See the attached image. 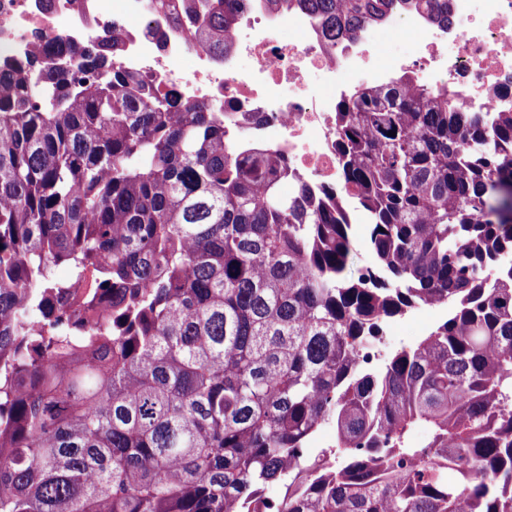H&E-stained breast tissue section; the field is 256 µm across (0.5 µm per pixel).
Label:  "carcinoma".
<instances>
[{"label":"carcinoma","instance_id":"obj_1","mask_svg":"<svg viewBox=\"0 0 512 512\" xmlns=\"http://www.w3.org/2000/svg\"><path fill=\"white\" fill-rule=\"evenodd\" d=\"M300 3L334 41L391 0ZM120 51L0 68V512H512V112L365 87L336 112L342 182L285 191L280 157ZM446 313L445 309L439 313H433L428 309H424L419 314L416 310H412L403 316L392 319L383 329V336H385L387 342L385 354L388 355L393 351L410 346L415 341L427 336ZM414 315L416 316L412 317ZM383 336L379 346L374 350L368 351L370 355L368 363L373 364L378 359L383 345Z\"/></svg>","mask_w":512,"mask_h":512}]
</instances>
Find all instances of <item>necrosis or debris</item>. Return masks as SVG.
<instances>
[{
  "instance_id": "obj_1",
  "label": "necrosis or debris",
  "mask_w": 512,
  "mask_h": 512,
  "mask_svg": "<svg viewBox=\"0 0 512 512\" xmlns=\"http://www.w3.org/2000/svg\"><path fill=\"white\" fill-rule=\"evenodd\" d=\"M206 0H181L173 13L149 14L146 0H0V65L62 40L87 46L118 35L117 65L214 106L224 138L241 154L259 147L288 163V183L336 186V112L359 87L394 75L452 86L472 112L512 111V0H448V20L398 4L354 35L329 41L297 0H241L224 53L195 40ZM406 31V53L379 57L388 37Z\"/></svg>"
}]
</instances>
